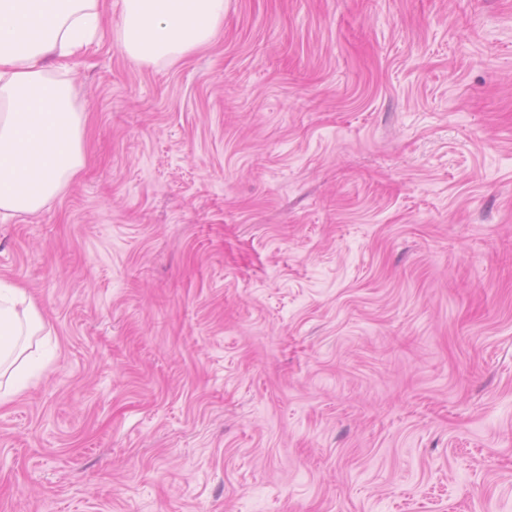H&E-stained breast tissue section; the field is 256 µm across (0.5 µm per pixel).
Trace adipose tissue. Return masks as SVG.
I'll return each instance as SVG.
<instances>
[{
    "label": "adipose tissue",
    "mask_w": 512,
    "mask_h": 512,
    "mask_svg": "<svg viewBox=\"0 0 512 512\" xmlns=\"http://www.w3.org/2000/svg\"><path fill=\"white\" fill-rule=\"evenodd\" d=\"M120 44L138 63L176 62L224 23V0H119ZM102 27L98 0H0V222L34 214L83 168L67 82ZM46 325L24 288L0 279V403L41 369Z\"/></svg>",
    "instance_id": "obj_1"
}]
</instances>
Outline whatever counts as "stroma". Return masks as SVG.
Masks as SVG:
<instances>
[{
    "label": "stroma",
    "mask_w": 512,
    "mask_h": 512,
    "mask_svg": "<svg viewBox=\"0 0 512 512\" xmlns=\"http://www.w3.org/2000/svg\"><path fill=\"white\" fill-rule=\"evenodd\" d=\"M0 223L50 331L0 512H512V0H224Z\"/></svg>",
    "instance_id": "1"
}]
</instances>
